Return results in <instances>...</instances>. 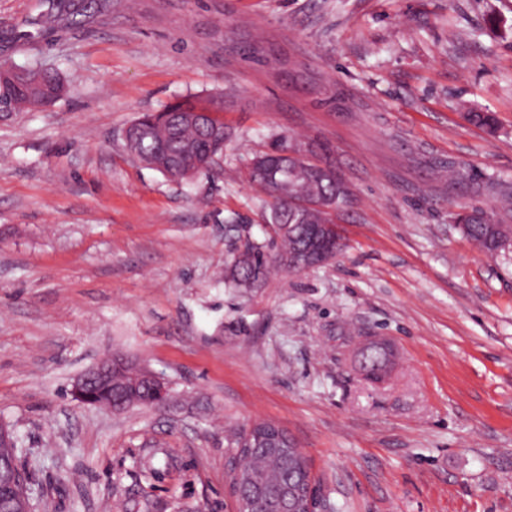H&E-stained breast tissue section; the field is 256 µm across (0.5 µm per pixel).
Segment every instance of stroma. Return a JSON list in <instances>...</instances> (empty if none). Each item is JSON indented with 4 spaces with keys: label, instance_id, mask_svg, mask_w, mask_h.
<instances>
[{
    "label": "stroma",
    "instance_id": "1",
    "mask_svg": "<svg viewBox=\"0 0 512 512\" xmlns=\"http://www.w3.org/2000/svg\"><path fill=\"white\" fill-rule=\"evenodd\" d=\"M14 59L69 88L0 116V422L33 512H237L233 436L257 421L338 512H512V256L462 236L456 213L494 199L444 170L512 182V0H113ZM216 94L218 179L126 149L138 113ZM278 135L345 180V248L240 293L224 220L263 237L238 169ZM366 337L395 349L384 383L359 371ZM113 353L166 402L75 401Z\"/></svg>",
    "mask_w": 512,
    "mask_h": 512
}]
</instances>
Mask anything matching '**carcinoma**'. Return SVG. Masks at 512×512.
I'll return each mask as SVG.
<instances>
[{"instance_id":"carcinoma-1","label":"carcinoma","mask_w":512,"mask_h":512,"mask_svg":"<svg viewBox=\"0 0 512 512\" xmlns=\"http://www.w3.org/2000/svg\"><path fill=\"white\" fill-rule=\"evenodd\" d=\"M112 14V0H43L39 10L27 21L28 30L13 34L0 43V109L23 112L31 108L53 105L67 92L60 70L50 64L36 63L20 66L13 60L14 46L27 44L46 33L83 25L94 16ZM224 111V97L214 96L206 101L184 99L167 106L158 114H144L132 123V132L125 146L128 151L151 169L167 178L191 182L200 176L218 175L224 170V143L230 131L219 113ZM285 170L271 175L265 168L263 155L254 156L245 166V176L264 195L267 205L265 223L268 238L257 240L247 234L237 237V245L224 267V285L228 288H257L274 271L301 272L296 265L306 240L313 229L328 220V213L318 209L288 210L286 204L318 200L345 208L349 191L339 178L311 174L302 163L292 159L283 162ZM496 195L495 206L485 210L474 208L459 225L466 238L474 241L484 252L494 250L487 235V225L498 224L496 215L512 212V186L491 184ZM392 351L372 348L364 353L368 367L362 375L368 381L392 364ZM112 397H136L147 400L151 389L135 384L134 373L128 369L113 374ZM247 469L267 482L269 492L288 473L306 474L310 467L306 458H273L261 448L252 450L245 460Z\"/></svg>"}]
</instances>
